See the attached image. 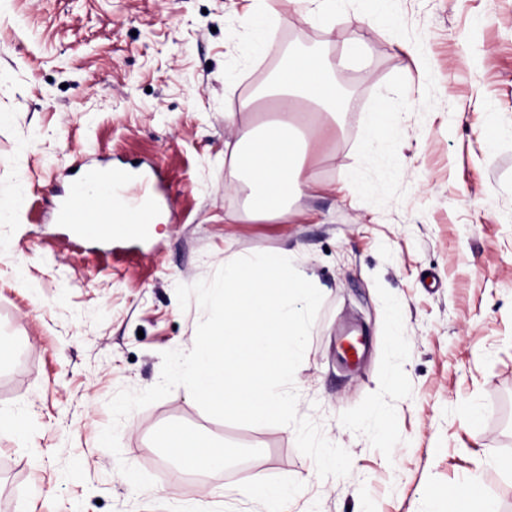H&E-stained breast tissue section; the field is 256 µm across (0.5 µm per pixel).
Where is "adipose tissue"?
I'll return each instance as SVG.
<instances>
[{
  "instance_id": "1",
  "label": "adipose tissue",
  "mask_w": 512,
  "mask_h": 512,
  "mask_svg": "<svg viewBox=\"0 0 512 512\" xmlns=\"http://www.w3.org/2000/svg\"><path fill=\"white\" fill-rule=\"evenodd\" d=\"M348 59L345 53L332 63L314 54L290 55L276 82L256 93V100L271 102L282 120L266 124L263 136L248 132L228 143L230 175L243 180L250 192L242 211L225 213V223L236 224L246 217L279 224L294 219L292 199L314 188L303 175L299 119L310 113L312 134L335 139L343 113L336 75ZM160 445L170 449L182 468L198 472L223 468L231 455L230 449L213 445L206 436L177 431Z\"/></svg>"
}]
</instances>
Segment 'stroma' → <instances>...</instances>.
I'll list each match as a JSON object with an SVG mask.
<instances>
[{"label": "stroma", "mask_w": 512, "mask_h": 512, "mask_svg": "<svg viewBox=\"0 0 512 512\" xmlns=\"http://www.w3.org/2000/svg\"><path fill=\"white\" fill-rule=\"evenodd\" d=\"M251 0H6L0 6V512H264L236 490L255 473L298 492L290 512H448L480 476L512 512V0H366L302 22L290 0L268 41L336 58L351 91L343 131L315 146L318 185L288 224H228L224 144L239 109L279 70L242 19ZM389 151L366 145L380 104ZM238 110L237 128L224 114ZM155 169L159 221L134 236L79 235L45 201L82 162ZM286 247L323 294L295 373L298 412L344 447L319 478L295 430L207 416L189 392L131 413L120 455L100 446L120 389L190 350L204 313L175 287L210 279L228 253ZM367 336L358 367L338 338ZM481 413L465 421L460 409ZM235 451L224 469L177 475L157 447L169 425ZM126 461L151 476L135 492Z\"/></svg>", "instance_id": "1"}]
</instances>
